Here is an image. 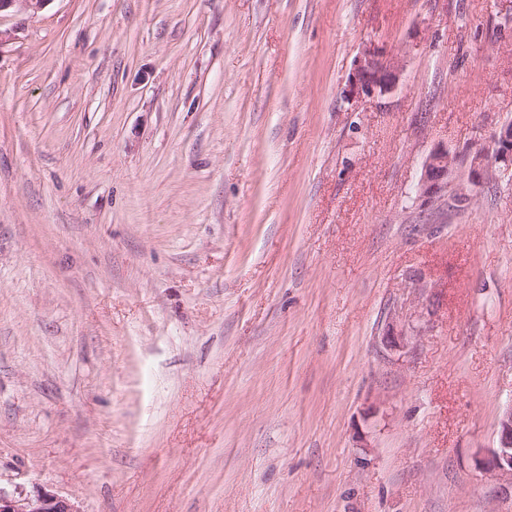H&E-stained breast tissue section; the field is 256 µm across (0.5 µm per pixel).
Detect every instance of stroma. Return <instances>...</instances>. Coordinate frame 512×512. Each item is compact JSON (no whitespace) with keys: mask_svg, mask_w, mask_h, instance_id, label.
Segmentation results:
<instances>
[{"mask_svg":"<svg viewBox=\"0 0 512 512\" xmlns=\"http://www.w3.org/2000/svg\"><path fill=\"white\" fill-rule=\"evenodd\" d=\"M506 0L0 15V487L81 512H512ZM397 54L351 97L366 44ZM407 332L388 346V326ZM397 74V55L370 43L364 47L349 77L350 92L358 96H383L396 84ZM472 148L474 152L467 171L466 185L458 183L455 190L467 204L474 200L468 187H481L501 175H507L511 179L512 121L504 124L491 137L488 145L477 139ZM464 157L460 152H450L443 146L430 151L423 163L419 191L429 198L440 197L455 183V173ZM479 465L485 473L512 476V405L500 418L498 446Z\"/></svg>","mask_w":512,"mask_h":512,"instance_id":"35a3bbf8","label":"stroma"}]
</instances>
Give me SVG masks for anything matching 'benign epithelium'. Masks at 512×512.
<instances>
[{"label":"benign epithelium","instance_id":"benign-epithelium-1","mask_svg":"<svg viewBox=\"0 0 512 512\" xmlns=\"http://www.w3.org/2000/svg\"><path fill=\"white\" fill-rule=\"evenodd\" d=\"M50 0H0V12L17 5L37 12ZM398 79L397 56L381 47L369 44L356 60L349 77L350 92L358 96H383L390 92ZM474 152L469 163L466 183H455V173L462 154L451 152L443 146L430 151L423 163L419 185L422 195L440 197L451 185L456 193L470 204L474 197L470 188L481 187L503 175L512 177V121L495 133L489 144L478 140L472 145ZM485 473L512 476V405L499 421L498 446L480 463ZM0 512H82L78 504L55 492L42 489L34 496H21L0 488Z\"/></svg>","mask_w":512,"mask_h":512}]
</instances>
